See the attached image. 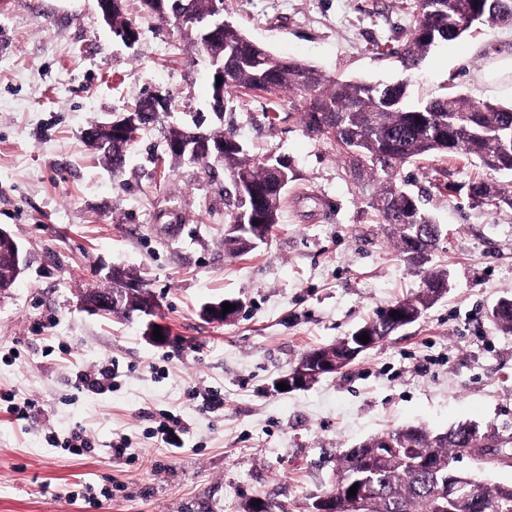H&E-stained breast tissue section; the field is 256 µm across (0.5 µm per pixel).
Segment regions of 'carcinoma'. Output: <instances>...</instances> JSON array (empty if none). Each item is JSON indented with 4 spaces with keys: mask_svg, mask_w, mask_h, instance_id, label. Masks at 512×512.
I'll return each mask as SVG.
<instances>
[{
    "mask_svg": "<svg viewBox=\"0 0 512 512\" xmlns=\"http://www.w3.org/2000/svg\"><path fill=\"white\" fill-rule=\"evenodd\" d=\"M415 24L410 29L398 61L407 72L416 70L432 47L465 37L472 26V14L489 28L512 22V0H412ZM224 111H235L238 95L251 92H288L299 102L303 123L328 134L343 158L355 169L365 168L378 191L373 206L382 223L392 226L396 247L403 259L423 276L418 293L396 302L398 310L415 315L430 307L434 292L448 273L416 263L409 257L410 242L422 245L442 237V230L422 208L420 201L397 180L400 168L430 156H462L490 171L512 172V153L504 146L512 142V107L489 102L475 103L459 94H447L417 104H409L406 81L371 84L341 80L324 74L300 60L281 61L266 49H259L240 27L224 21ZM137 132L161 123L165 113L147 98L137 102ZM116 115L94 122L86 132L87 145L114 174L123 172L127 153L135 141L112 135L108 124ZM211 143L224 145V156L189 157L171 149L166 154L175 164H196L203 172L221 164L224 179V205L227 223L240 224L236 231H225L224 247L237 253L248 246L256 222L271 229L279 223L280 206L274 203L280 177L293 178L287 162L278 157L258 161L229 125L207 132ZM246 175L257 190L256 199L243 205L238 197V177ZM468 197L479 204L491 202L512 209V192L486 182L469 186ZM378 344L396 331V322L376 314L360 326ZM395 445L406 440L412 448L400 449L399 456L386 462L376 448L377 438L349 449L336 460V512H346L347 498L339 488L353 485L369 476L372 492L370 512H440L443 487L450 481L464 484L471 491L465 512H512V484L471 482L457 471V453L468 447L467 424L445 432L422 427L397 428L388 432Z\"/></svg>",
    "mask_w": 512,
    "mask_h": 512,
    "instance_id": "1",
    "label": "carcinoma"
}]
</instances>
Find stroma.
Wrapping results in <instances>:
<instances>
[{
    "mask_svg": "<svg viewBox=\"0 0 512 512\" xmlns=\"http://www.w3.org/2000/svg\"><path fill=\"white\" fill-rule=\"evenodd\" d=\"M124 12L140 31L130 48L95 0H0V227L28 264L0 294V394L35 404L24 419L0 404V512H247L255 501L311 512L339 454L377 435L472 422L512 436V333L491 317L512 295V210L463 192L478 181L512 190V175L445 156L405 165L399 180L443 229L432 263L448 272L447 295L341 372L274 391L307 351L413 297L422 277L372 208V186L287 96L245 95L216 119L186 31L141 0ZM224 17L338 79L512 104L510 25L443 43L409 75L383 49L404 44L410 0H224ZM149 92L182 120L233 124L254 158L288 162L294 179L265 242L225 251L224 177L171 164L163 127L139 135L117 175L88 150L91 123ZM115 267L158 299L168 344L150 343L138 319L81 307ZM223 298L235 316L203 320L202 305ZM107 362L112 389H83L79 375ZM167 413L186 423L181 447L155 434ZM79 429L95 446L75 456L61 443ZM122 436L131 445L117 458Z\"/></svg>",
    "mask_w": 512,
    "mask_h": 512,
    "instance_id": "35a3bbf8",
    "label": "stroma"
}]
</instances>
